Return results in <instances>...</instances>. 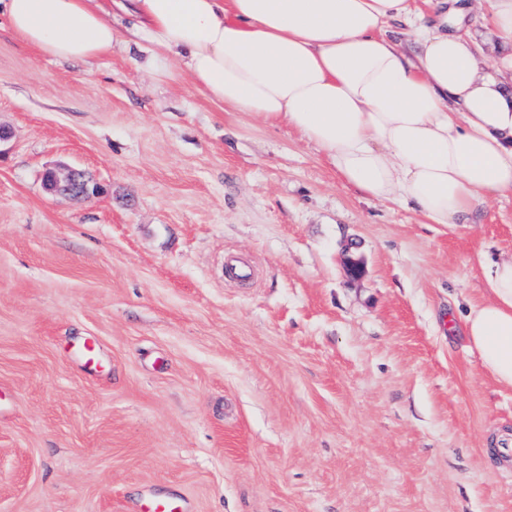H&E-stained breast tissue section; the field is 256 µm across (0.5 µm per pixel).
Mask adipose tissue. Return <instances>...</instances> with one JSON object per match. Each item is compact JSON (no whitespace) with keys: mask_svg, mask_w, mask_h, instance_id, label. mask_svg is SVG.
<instances>
[{"mask_svg":"<svg viewBox=\"0 0 512 512\" xmlns=\"http://www.w3.org/2000/svg\"><path fill=\"white\" fill-rule=\"evenodd\" d=\"M134 36L171 52L212 101L322 150L342 179L435 224L468 223L512 191V55L479 68L461 0L433 17L410 0H112ZM42 54L85 62L115 33L97 0H0V16ZM406 19L404 51L386 32ZM489 299L464 333L483 367L512 387V260L482 263Z\"/></svg>","mask_w":512,"mask_h":512,"instance_id":"adipose-tissue-1","label":"adipose tissue"}]
</instances>
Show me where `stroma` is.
Here are the masks:
<instances>
[{"mask_svg": "<svg viewBox=\"0 0 512 512\" xmlns=\"http://www.w3.org/2000/svg\"><path fill=\"white\" fill-rule=\"evenodd\" d=\"M469 2L489 68L512 44ZM133 24L114 13L111 52L76 63L0 18V512L171 493L193 512H512V463L488 455L512 388L461 329L481 255L512 258V194L453 226L370 199ZM61 165L104 194L46 191Z\"/></svg>", "mask_w": 512, "mask_h": 512, "instance_id": "obj_1", "label": "stroma"}]
</instances>
